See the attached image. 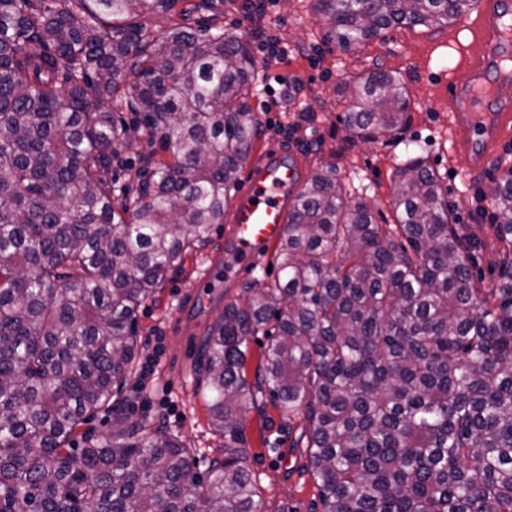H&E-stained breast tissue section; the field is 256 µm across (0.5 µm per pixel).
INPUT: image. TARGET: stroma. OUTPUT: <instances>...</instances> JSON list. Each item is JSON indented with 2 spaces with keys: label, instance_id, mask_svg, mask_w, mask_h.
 I'll use <instances>...</instances> for the list:
<instances>
[{
  "label": "stroma",
  "instance_id": "obj_1",
  "mask_svg": "<svg viewBox=\"0 0 512 512\" xmlns=\"http://www.w3.org/2000/svg\"><path fill=\"white\" fill-rule=\"evenodd\" d=\"M195 21L220 20L226 31L246 34L256 60L251 104L261 127L253 141L249 164L275 148L309 179L332 162L350 195L365 199L376 223H395L391 203L393 173L409 154L421 155L439 173L456 223L486 245L495 237L491 213L476 215V198L488 195L505 166H512V146L505 164L493 173L470 175L464 153L453 150L448 123V82L455 80L454 60L471 41L469 19L447 24L392 27L363 45L347 50L326 41L324 16L317 0H193ZM287 46L288 56L267 57L266 43ZM383 69L401 76L410 100L411 119L397 136L362 141L350 136L340 121L348 106L341 89L355 76ZM237 247L226 225L214 227L208 246L188 254L169 272L156 296L137 312L140 340L137 361L121 399L126 409L177 436L205 474L213 458L224 453V439L211 425L196 370L201 343L224 310L227 300L245 288L274 280L275 248L260 252L251 273L220 270L219 260L234 261ZM154 361L155 372L143 377L142 363ZM245 423L248 463L257 476L262 512H323L309 474L303 473V449L293 447L288 424L259 396Z\"/></svg>",
  "mask_w": 512,
  "mask_h": 512
}]
</instances>
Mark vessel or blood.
I'll return each instance as SVG.
<instances>
[{"instance_id": "vessel-or-blood-1", "label": "vessel or blood", "mask_w": 512, "mask_h": 512, "mask_svg": "<svg viewBox=\"0 0 512 512\" xmlns=\"http://www.w3.org/2000/svg\"><path fill=\"white\" fill-rule=\"evenodd\" d=\"M476 12L472 41L448 87L452 143L465 152L473 173L491 167L506 135L512 133V110L480 104L489 71L512 73V57L500 51L503 39L512 37V0H478ZM296 190L297 175L291 166L266 157L252 170L230 225L241 271H252L258 250L280 240Z\"/></svg>"}]
</instances>
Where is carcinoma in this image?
Wrapping results in <instances>:
<instances>
[{"instance_id": "carcinoma-1", "label": "carcinoma", "mask_w": 512, "mask_h": 512, "mask_svg": "<svg viewBox=\"0 0 512 512\" xmlns=\"http://www.w3.org/2000/svg\"><path fill=\"white\" fill-rule=\"evenodd\" d=\"M475 0H318L342 49L446 23ZM176 18L158 34L146 18ZM185 0H0V512H260L243 452L257 394L303 418L323 512H512V168L490 249L455 224L423 157L394 175L396 223L346 196L336 164L299 190L279 275L224 303L202 345L224 457L207 476L162 427L112 403L136 312L205 245L260 121L245 36L187 24ZM134 115L127 126L116 113ZM385 70L355 79L345 129L401 132ZM170 161L112 188L130 136ZM267 337L254 381L252 337ZM112 429L80 431L105 405ZM83 446L75 447L77 440Z\"/></svg>"}]
</instances>
